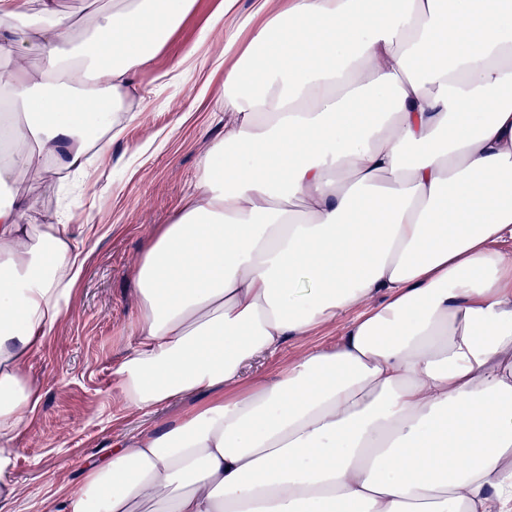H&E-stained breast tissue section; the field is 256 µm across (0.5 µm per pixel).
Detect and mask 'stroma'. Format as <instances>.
<instances>
[{
	"mask_svg": "<svg viewBox=\"0 0 512 512\" xmlns=\"http://www.w3.org/2000/svg\"><path fill=\"white\" fill-rule=\"evenodd\" d=\"M222 0H194L191 11L136 77L141 112L117 116L119 134L96 157L84 192L59 186L52 167L34 161L26 180L0 187V202L25 195L35 204L37 224L85 225L80 247L86 257L69 306L30 358L26 374L41 401L13 440L7 476L17 489L5 512H54L53 493L62 483L79 486L86 463L109 455L112 440L149 424H163L188 406L170 401L154 414L126 408L113 371L130 353L137 334L132 270L157 225L170 223L199 174L206 149L224 136V102L215 92L224 81L218 59L236 35L237 18L255 0H237L234 14ZM340 317L310 335L289 339L275 357L246 365L243 384L276 371L344 332Z\"/></svg>",
	"mask_w": 512,
	"mask_h": 512,
	"instance_id": "stroma-1",
	"label": "stroma"
}]
</instances>
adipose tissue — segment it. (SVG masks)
I'll use <instances>...</instances> for the list:
<instances>
[{
  "instance_id": "ef3b65f1",
  "label": "adipose tissue",
  "mask_w": 512,
  "mask_h": 512,
  "mask_svg": "<svg viewBox=\"0 0 512 512\" xmlns=\"http://www.w3.org/2000/svg\"><path fill=\"white\" fill-rule=\"evenodd\" d=\"M193 0H113L90 44L0 0L17 111L0 186L34 158L85 177ZM224 72V137L136 264L132 409L200 396L59 485L58 512H512V0H289ZM0 206V481L40 400L24 368L84 259L68 224ZM385 294L384 302L372 298ZM349 314L249 388L247 361Z\"/></svg>"
}]
</instances>
